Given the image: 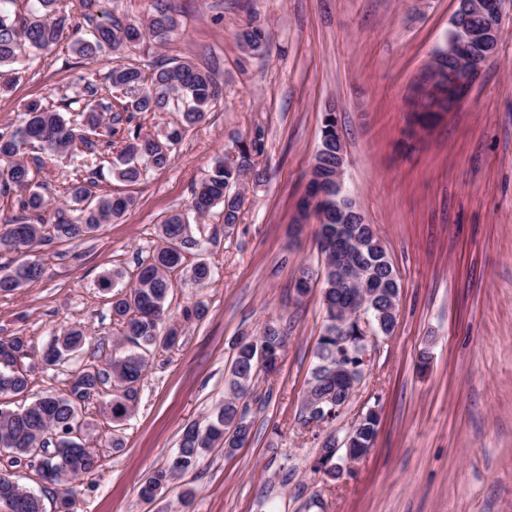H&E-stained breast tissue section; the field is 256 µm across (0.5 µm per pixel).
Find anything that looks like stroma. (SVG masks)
Here are the masks:
<instances>
[{
    "label": "stroma",
    "instance_id": "obj_1",
    "mask_svg": "<svg viewBox=\"0 0 512 512\" xmlns=\"http://www.w3.org/2000/svg\"><path fill=\"white\" fill-rule=\"evenodd\" d=\"M177 29L166 46L143 40L131 63L149 70L188 60L211 68L223 96L173 148L172 163L135 184L113 178L115 148L88 161L45 158L36 184L62 204L76 176L97 173V194L133 195L135 206L84 239L36 247L41 279L0 295V338L22 337L26 393L18 408L66 392L90 361L106 362L121 327L102 276L123 272L159 244L163 221L189 217L197 246L174 275L168 322L177 344L157 349L136 406L113 424L101 399L86 402L83 436L99 467L77 483L75 512H512V0H504L497 53L464 101L411 134L408 103L448 36L457 0H166ZM267 34L264 54L237 38L247 22ZM107 56L85 60L69 41L19 63L0 79V128L18 125L32 100H76L82 78L105 83ZM335 111L346 148L345 188L374 225L401 283L392 336L376 337L366 374L336 421L344 436L362 409L379 412L368 454L332 481L313 472L320 448L300 411L324 324L316 223L292 232L323 117ZM264 132L263 182H244L240 220L221 208L191 216L195 187L215 160L255 129ZM209 263L196 285L191 267ZM308 269L311 289L294 281ZM203 318L186 322L187 306ZM275 320L288 331L278 369L259 375L252 433L233 453L216 447L152 501L139 489L176 454L184 428L206 424L228 393L237 337ZM90 336L66 364L42 355L71 325ZM120 447H113V440ZM193 490L184 499L185 490Z\"/></svg>",
    "mask_w": 512,
    "mask_h": 512
}]
</instances>
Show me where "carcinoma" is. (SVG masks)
I'll return each mask as SVG.
<instances>
[{"label": "carcinoma", "instance_id": "cac0c4a2", "mask_svg": "<svg viewBox=\"0 0 512 512\" xmlns=\"http://www.w3.org/2000/svg\"><path fill=\"white\" fill-rule=\"evenodd\" d=\"M61 0H38L39 9L26 17L12 15L9 6L15 0H0V69L9 75L17 73L14 64L28 51L49 50L67 33V14L60 8ZM176 28V20L164 8L157 10L146 30L116 17L109 22H98L91 38L73 41L74 51L84 59H94L104 53L112 56L130 54L140 45L144 36L160 45L168 43ZM241 44L255 54L265 50L267 41L264 30L249 25L237 33ZM109 86L119 94L107 100L102 88L94 80L87 79L82 86L84 104L77 110L81 121L73 123L64 113L31 102L22 112L21 125L15 129L0 128V193L13 188L23 192L20 209L25 216L0 234V249L25 253L38 244L54 237L68 240L84 238L96 231L99 225L121 217L135 200L126 194L95 195V181L71 186L68 211L50 210L48 200L34 184L28 163L23 161L26 151L37 148L48 156H58L81 144L86 155L96 153L102 146H112V138L119 137L122 148L112 175L121 182L136 183L143 170L152 167L163 169L172 162L173 146L179 142L187 128L201 123L210 106L222 95L220 84L209 69L183 60L172 66H160L146 74L132 64L118 63L110 68ZM180 113L177 127L163 135L141 132L138 126H130L134 116L147 112ZM105 132H100V129ZM336 141L321 140L316 156L314 173L320 177L329 174L336 160ZM264 153L263 132L254 131L250 139L237 145V156L229 161L220 160L211 174L193 193L192 210L202 217L211 210L223 206L224 224L239 222L243 195L231 194L227 187L235 186L245 178L255 183L264 180L265 173L258 167L257 158ZM333 198L325 200L317 213L318 239L339 237L345 244L357 237L362 247L356 251L355 261L365 271L364 288L369 301L364 315L381 336H391L395 319L386 312L391 292L397 296L400 282L392 262L383 260L387 255L379 236L371 224H358L348 228L334 223ZM76 215L70 216L68 212ZM196 246L189 238L187 223L177 213L161 224L160 243L152 255L138 264V273L124 289L113 295L112 315L121 324L123 337L131 346L111 357L106 367L94 363L85 365L74 375L71 392L86 393L97 389L98 384L108 385L115 381L122 388L120 396L112 399V415L128 416L136 404L137 384L148 367L150 356L161 345L170 348L178 337L176 327L166 336H160V326L166 319L167 301L173 288L172 273L183 263L184 251ZM43 275L40 262L22 259L7 267L0 266V294L11 295L17 290L38 281ZM335 273L324 270L323 308L324 327L315 348L316 364L308 381L303 402L304 422L313 419L329 428L341 414L352 395V390L362 381L357 369L363 367L362 353L358 346L340 344L336 340L341 330L358 335L354 323L345 322V293L334 288ZM288 334L273 322L263 327L256 344L236 346V356L231 366L229 396L224 404L201 427L187 426L180 446L169 465L155 471L140 489L146 501L154 499V492L177 476L186 472L197 457L209 448L221 446L228 452L242 447L249 439L252 426L246 411L238 400L254 388L260 371L271 369L285 347ZM85 329L72 326L54 339L49 366H59L69 361L74 352L86 343ZM11 347L22 353L23 339L19 336L0 339V357L5 369H0V396L17 395L27 390V371L16 369L17 359L5 351ZM82 405L71 397L46 393L22 409L0 412V440L3 448L14 455V461L29 456L28 449L42 439L50 427L65 433L83 426ZM379 427V416L368 412L358 421L350 434L351 452L361 455L372 447ZM336 431L329 432L321 440V449L313 471L330 478L336 474ZM99 466L96 454L83 445L79 450H60L42 457L40 472L51 469L60 478L56 481L55 494L62 505L61 512H72L77 489L75 481ZM24 494L17 512H40L41 498L15 482L7 473H0V505L13 506L15 499Z\"/></svg>", "mask_w": 512, "mask_h": 512}]
</instances>
